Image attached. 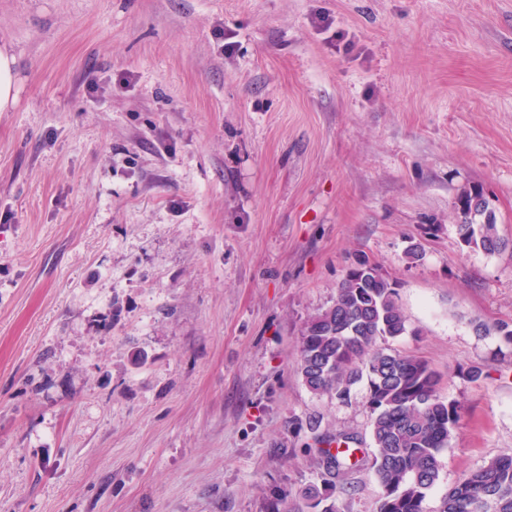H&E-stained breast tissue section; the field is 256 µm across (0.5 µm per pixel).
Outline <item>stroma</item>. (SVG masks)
Here are the masks:
<instances>
[{
    "mask_svg": "<svg viewBox=\"0 0 512 512\" xmlns=\"http://www.w3.org/2000/svg\"><path fill=\"white\" fill-rule=\"evenodd\" d=\"M2 44L0 512H291L336 433V512H377L366 383L297 370L363 257L463 407L425 512L512 453V345L471 326L512 322V249L454 212L512 239V0H0ZM15 55L4 45L0 47V112L9 111L16 103ZM457 200L464 207L461 211L455 205L458 236L464 246L487 254L509 247V242L499 236L496 217L480 191L465 190Z\"/></svg>",
    "mask_w": 512,
    "mask_h": 512,
    "instance_id": "1",
    "label": "stroma"
}]
</instances>
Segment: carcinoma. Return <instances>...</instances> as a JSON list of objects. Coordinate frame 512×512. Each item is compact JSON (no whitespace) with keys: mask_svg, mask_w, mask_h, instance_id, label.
Segmentation results:
<instances>
[{"mask_svg":"<svg viewBox=\"0 0 512 512\" xmlns=\"http://www.w3.org/2000/svg\"><path fill=\"white\" fill-rule=\"evenodd\" d=\"M455 207L461 243L494 254L509 247L496 217L478 190H465ZM479 334L495 331L512 344V324L490 328L476 322ZM406 332L397 303L396 283L374 266L349 269L334 303L310 317L299 337L298 371L315 395H334L348 403L355 384L369 387L372 460L381 496L377 512H424L427 492L437 483L439 456L448 447L462 407L439 393L440 377L415 355L390 352L378 340ZM344 434L318 438L317 470L327 492L312 488L306 512H336L332 492L348 490L346 470L358 449ZM439 512H512V454L496 456L448 489Z\"/></svg>","mask_w":512,"mask_h":512,"instance_id":"carcinoma-1","label":"carcinoma"}]
</instances>
